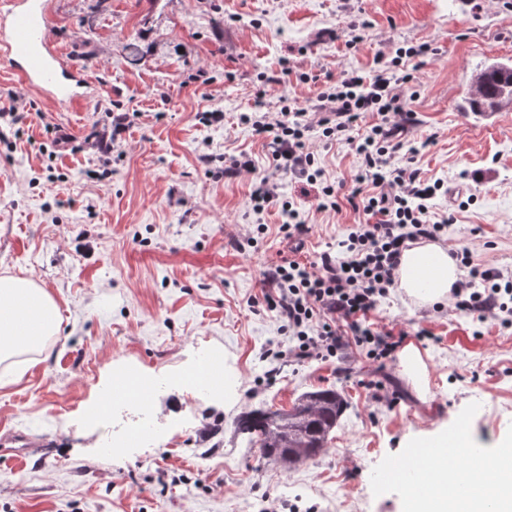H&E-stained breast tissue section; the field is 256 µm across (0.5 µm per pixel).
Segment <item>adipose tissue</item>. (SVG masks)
<instances>
[{
    "instance_id": "ef3b65f1",
    "label": "adipose tissue",
    "mask_w": 512,
    "mask_h": 512,
    "mask_svg": "<svg viewBox=\"0 0 512 512\" xmlns=\"http://www.w3.org/2000/svg\"><path fill=\"white\" fill-rule=\"evenodd\" d=\"M398 286L408 296L428 304L450 300L460 271L446 248L435 243L404 251L398 269ZM59 327V312L53 297L31 279L0 277V363L18 353L39 349ZM469 453L464 462L439 458L422 463L421 472L432 486V494L411 505V512H486L494 501L497 512H512V483L498 482L492 468H512V457L497 446L478 448L467 438ZM479 485L481 495L463 493L461 483Z\"/></svg>"
}]
</instances>
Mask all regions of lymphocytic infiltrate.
<instances>
[{"instance_id": "f902f5d3", "label": "lymphocytic infiltrate", "mask_w": 512, "mask_h": 512, "mask_svg": "<svg viewBox=\"0 0 512 512\" xmlns=\"http://www.w3.org/2000/svg\"><path fill=\"white\" fill-rule=\"evenodd\" d=\"M427 51L424 45L398 51L369 77L355 70L342 72L335 86L317 97L318 121H309L306 110L285 106L277 118L252 123L256 135L269 141L272 162L270 173L256 182L251 200L258 211L279 206V230L288 240L301 241L308 227L283 198V176L320 185L322 203H335L337 197L306 147L312 127L320 126L327 140L346 142L362 160L358 186L348 202L366 215V222L352 226L339 241L337 254H322L317 269L285 258L264 273L267 306L293 336L291 345L276 350L278 358L298 363L329 359L352 342L383 365L407 337L403 331L376 330L368 315L393 287L409 243L438 239L447 227L446 221L430 217L429 202L441 182L424 180L413 164L390 163L415 123L400 88L411 79L410 63ZM368 112L381 115V123L364 138L350 136L353 123ZM452 256L469 269L468 279L452 290L456 309L483 321L512 307L511 278L475 264L469 249L453 251Z\"/></svg>"}]
</instances>
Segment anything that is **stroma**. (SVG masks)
<instances>
[{
  "mask_svg": "<svg viewBox=\"0 0 512 512\" xmlns=\"http://www.w3.org/2000/svg\"><path fill=\"white\" fill-rule=\"evenodd\" d=\"M50 32L95 92L74 109L34 92L22 122L0 118V276L32 278L61 315L40 350L0 363V512H261L268 497L277 512H403L404 484L378 475L414 444L461 424L482 442L512 439V310L480 322L391 288L369 319L407 331L426 367L420 388L399 359L380 369L353 349L302 365L267 357L291 337L262 273L289 247L279 209L251 207L271 149L244 121L286 100L312 108L343 70L369 75L397 47L429 46L404 87L417 124L392 163L443 181L430 211L454 221L439 245L512 277V108L462 110L476 71L512 61V0H52ZM137 37L150 51L131 65L124 47ZM285 62L286 84H268ZM213 110L223 123L198 121ZM116 111L129 124L104 169L80 145ZM306 145L339 187L337 208L321 210L305 181H284L311 227L297 255L309 264L364 216L346 201L361 167L350 146L315 133ZM240 153L256 174L224 177ZM215 349L238 379L232 394L176 382ZM119 371L156 383L153 435L106 455L101 394ZM377 381L399 395L395 408L376 399ZM328 387L342 417L292 470L235 429L244 412Z\"/></svg>",
  "mask_w": 512,
  "mask_h": 512,
  "instance_id": "obj_1",
  "label": "stroma"
}]
</instances>
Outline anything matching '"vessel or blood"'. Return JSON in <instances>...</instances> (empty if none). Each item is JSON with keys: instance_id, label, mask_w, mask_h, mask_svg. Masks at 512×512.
<instances>
[{"instance_id": "obj_1", "label": "vessel or blood", "mask_w": 512, "mask_h": 512, "mask_svg": "<svg viewBox=\"0 0 512 512\" xmlns=\"http://www.w3.org/2000/svg\"><path fill=\"white\" fill-rule=\"evenodd\" d=\"M50 15V0H0V56L26 88L55 104L75 108L91 98L94 87L54 42ZM398 477L408 480L409 496L429 494L428 481L401 466L384 475L388 481Z\"/></svg>"}]
</instances>
